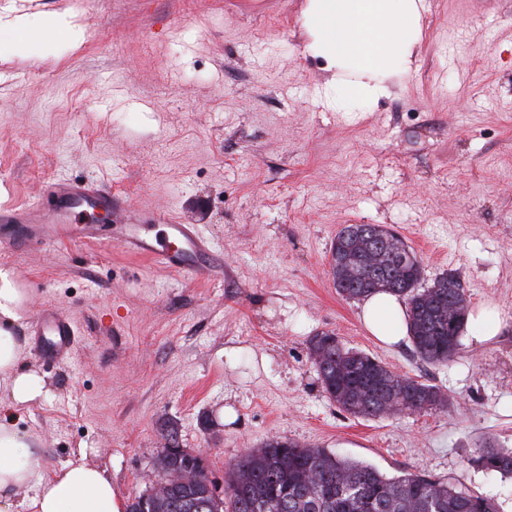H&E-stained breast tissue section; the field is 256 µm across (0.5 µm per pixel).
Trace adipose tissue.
I'll return each mask as SVG.
<instances>
[{
  "mask_svg": "<svg viewBox=\"0 0 512 512\" xmlns=\"http://www.w3.org/2000/svg\"><path fill=\"white\" fill-rule=\"evenodd\" d=\"M423 0H308L304 34L308 51L322 59L325 85L347 104L358 106L388 96L390 76L409 71L422 36ZM0 58L37 55L50 34L62 33L70 49L85 36L67 11L31 17L14 6L0 9ZM30 315L29 293L13 272L0 268V512H124L112 480L86 455L68 460L52 474L34 437L19 425L21 409L46 392L45 378L25 365L15 332ZM360 319L379 343L391 346L407 333L399 297L378 292L361 305ZM23 499H15L16 491Z\"/></svg>",
  "mask_w": 512,
  "mask_h": 512,
  "instance_id": "obj_1",
  "label": "adipose tissue"
}]
</instances>
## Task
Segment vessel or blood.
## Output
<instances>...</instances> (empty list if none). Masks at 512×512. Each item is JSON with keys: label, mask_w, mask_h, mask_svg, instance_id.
Segmentation results:
<instances>
[{"label": "vessel or blood", "mask_w": 512, "mask_h": 512, "mask_svg": "<svg viewBox=\"0 0 512 512\" xmlns=\"http://www.w3.org/2000/svg\"><path fill=\"white\" fill-rule=\"evenodd\" d=\"M46 196L51 211L38 205L0 208V247L25 252L51 241L68 240L85 245L111 241L131 255L152 259L168 270L200 272L209 255L210 244L197 225L178 223L170 214L158 211L150 222H142L126 197L88 181H52ZM101 210L110 224H77L74 212ZM35 344L41 354L54 362L68 359L77 344V327L72 318L51 306H40L33 322Z\"/></svg>", "instance_id": "vessel-or-blood-1"}]
</instances>
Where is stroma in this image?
<instances>
[{"label": "stroma", "mask_w": 512, "mask_h": 512, "mask_svg": "<svg viewBox=\"0 0 512 512\" xmlns=\"http://www.w3.org/2000/svg\"><path fill=\"white\" fill-rule=\"evenodd\" d=\"M10 3L70 8L86 40L0 61V206L33 203L58 178L105 181L133 210L198 225L222 258L185 275L110 242L0 248L31 308L79 322L66 364L30 350L29 327L16 333L49 390L21 423L45 472L87 446L132 500L171 425L219 482L279 437L390 476L422 471L512 512V479L471 462L481 440L512 448V0H425L412 70L356 112L325 101L307 0ZM347 224L395 230L425 282L451 272L471 305H497L498 339L463 334L444 367L409 340L377 343L330 273ZM327 331L449 405L341 412L309 357Z\"/></svg>", "instance_id": "stroma-1"}]
</instances>
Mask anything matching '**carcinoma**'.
Segmentation results:
<instances>
[{"mask_svg": "<svg viewBox=\"0 0 512 512\" xmlns=\"http://www.w3.org/2000/svg\"><path fill=\"white\" fill-rule=\"evenodd\" d=\"M337 291L363 300L378 291L404 299L408 336L423 362L444 366L460 347L469 297L452 273L423 286L415 250L382 224H348L331 245ZM309 355L328 398L354 417L386 418L447 404L439 387L393 372L372 355L345 347L332 332L309 341ZM163 469L186 468L195 459L161 453ZM472 462L512 477V448L478 449ZM234 479L218 494L215 482L177 485L156 512H498L494 499L456 489L415 471L387 476L370 464L337 457L324 448L271 439L242 456Z\"/></svg>", "mask_w": 512, "mask_h": 512, "instance_id": "obj_1", "label": "carcinoma"}]
</instances>
